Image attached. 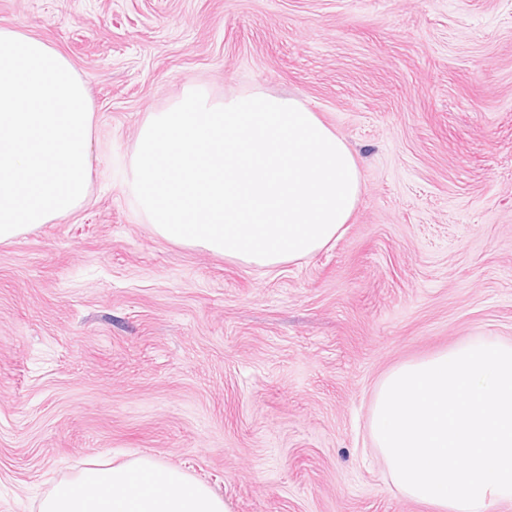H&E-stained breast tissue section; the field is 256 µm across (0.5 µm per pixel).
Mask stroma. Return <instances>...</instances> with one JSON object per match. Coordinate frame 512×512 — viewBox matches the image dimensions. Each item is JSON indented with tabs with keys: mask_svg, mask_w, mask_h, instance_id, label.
<instances>
[{
	"mask_svg": "<svg viewBox=\"0 0 512 512\" xmlns=\"http://www.w3.org/2000/svg\"><path fill=\"white\" fill-rule=\"evenodd\" d=\"M2 26L68 58L95 118L88 202L0 244V512L139 456L232 512H436L369 420L395 366L512 343V0H0ZM195 84L345 138L336 243L264 273L153 233L125 167Z\"/></svg>",
	"mask_w": 512,
	"mask_h": 512,
	"instance_id": "1",
	"label": "stroma"
}]
</instances>
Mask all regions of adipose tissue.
<instances>
[{"label": "adipose tissue", "instance_id": "ef3b65f1", "mask_svg": "<svg viewBox=\"0 0 512 512\" xmlns=\"http://www.w3.org/2000/svg\"><path fill=\"white\" fill-rule=\"evenodd\" d=\"M145 471L152 488L134 493L130 474ZM82 484L84 493L73 490ZM39 512H230L209 487L191 482L177 467L139 458L116 466L80 471L75 481L58 483L41 501Z\"/></svg>", "mask_w": 512, "mask_h": 512}]
</instances>
